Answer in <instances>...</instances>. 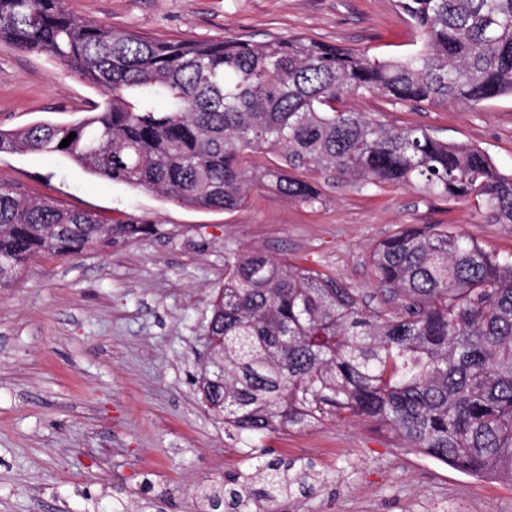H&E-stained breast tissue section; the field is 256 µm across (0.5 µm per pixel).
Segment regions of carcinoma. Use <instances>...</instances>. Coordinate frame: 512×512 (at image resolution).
<instances>
[{"instance_id": "cac0c4a2", "label": "carcinoma", "mask_w": 512, "mask_h": 512, "mask_svg": "<svg viewBox=\"0 0 512 512\" xmlns=\"http://www.w3.org/2000/svg\"><path fill=\"white\" fill-rule=\"evenodd\" d=\"M399 6L420 46L380 60L303 37L150 38L90 21L66 0H0V41L57 58L106 96L78 124L0 130V153L60 154L204 209L235 210L253 186L314 206L325 183L475 198L494 223L511 225L512 173L483 149L343 102L377 94L392 105H477L512 96V0ZM153 232L0 180V288L36 258ZM370 261L380 306L289 259L253 251L229 263L206 327L214 349L196 381L208 411L228 434L251 438L329 419L366 422L464 473L512 480V253L406 224ZM307 479V468L275 458L199 498L206 512H255Z\"/></svg>"}]
</instances>
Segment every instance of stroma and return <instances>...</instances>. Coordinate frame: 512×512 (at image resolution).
<instances>
[{
  "mask_svg": "<svg viewBox=\"0 0 512 512\" xmlns=\"http://www.w3.org/2000/svg\"><path fill=\"white\" fill-rule=\"evenodd\" d=\"M89 20L147 37L253 41L299 36L378 59L420 35L397 0H67ZM100 93L59 61L0 41V129L76 123ZM350 106L395 127L485 150L512 170V97L477 105ZM0 179L66 209L153 225L102 251L30 264L0 288V512H203L198 490L254 473L260 458L309 466L310 492L270 512H512V482L475 477L366 425L327 420L246 445L198 399L211 301L224 267L257 249L380 294L368 257L404 224H450L486 251L512 252V226L477 201L408 189L324 188L310 207L251 188L233 211L181 205L91 175L68 157L0 153Z\"/></svg>",
  "mask_w": 512,
  "mask_h": 512,
  "instance_id": "35a3bbf8",
  "label": "stroma"
}]
</instances>
